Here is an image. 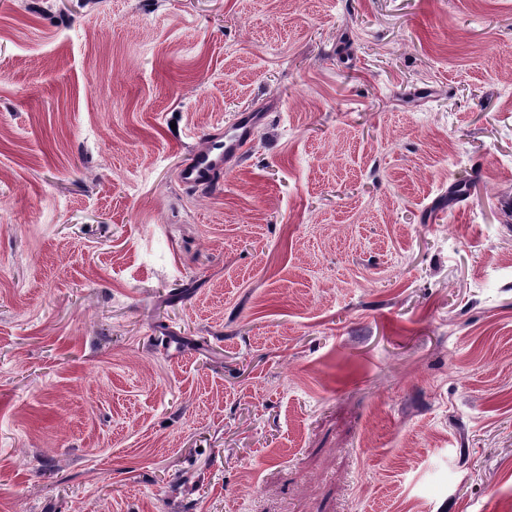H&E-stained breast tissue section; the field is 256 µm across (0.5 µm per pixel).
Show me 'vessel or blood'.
<instances>
[{
	"label": "vessel or blood",
	"mask_w": 512,
	"mask_h": 512,
	"mask_svg": "<svg viewBox=\"0 0 512 512\" xmlns=\"http://www.w3.org/2000/svg\"><path fill=\"white\" fill-rule=\"evenodd\" d=\"M258 119L255 112L238 115L228 131L213 135L178 174L179 183L191 190L207 189L223 176L230 161L243 158Z\"/></svg>",
	"instance_id": "vessel-or-blood-1"
}]
</instances>
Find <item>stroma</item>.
<instances>
[{
    "mask_svg": "<svg viewBox=\"0 0 512 512\" xmlns=\"http://www.w3.org/2000/svg\"><path fill=\"white\" fill-rule=\"evenodd\" d=\"M505 196L512 0H0V512H512ZM259 122L255 112H242L228 131L224 128L213 135L208 146L194 154L191 161L178 174V182L191 190H205L218 182L233 159L244 156L252 140L255 125Z\"/></svg>",
    "mask_w": 512,
    "mask_h": 512,
    "instance_id": "obj_1",
    "label": "stroma"
}]
</instances>
